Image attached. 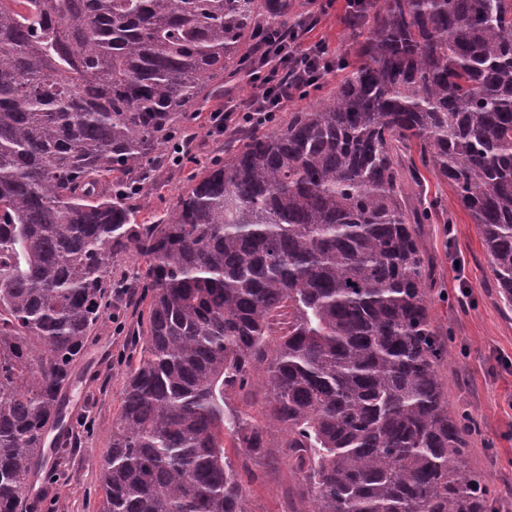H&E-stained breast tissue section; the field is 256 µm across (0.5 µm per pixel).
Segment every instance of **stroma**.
Wrapping results in <instances>:
<instances>
[{"label":"stroma","instance_id":"1","mask_svg":"<svg viewBox=\"0 0 512 512\" xmlns=\"http://www.w3.org/2000/svg\"><path fill=\"white\" fill-rule=\"evenodd\" d=\"M294 4L297 15H319L310 41L324 40L333 56L357 61L366 30L350 22L346 0H332L323 9L314 0ZM190 129V158L179 167L160 165L156 187L132 199L138 221L163 216L183 190L188 172L223 158L227 151L231 132L216 126L209 113H202ZM428 190L441 208L436 222L424 225L423 237L436 264L430 315L448 345V358L440 367L448 409L473 416L470 463L490 475L501 502L499 512H512V305L504 304L477 228L448 182L429 177ZM464 288L469 291L465 298L460 295ZM141 298V289H124L92 332L65 398L72 423L50 433L52 439L70 442L71 448L53 473L36 474L28 512H101L99 463L120 410L128 363L136 354L145 308ZM256 470L259 479L244 484L251 512H306L307 503L287 499L297 482L287 459L257 465Z\"/></svg>","mask_w":512,"mask_h":512}]
</instances>
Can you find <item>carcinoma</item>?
<instances>
[{"label": "carcinoma", "instance_id": "cac0c4a2", "mask_svg": "<svg viewBox=\"0 0 512 512\" xmlns=\"http://www.w3.org/2000/svg\"><path fill=\"white\" fill-rule=\"evenodd\" d=\"M359 61L234 138L165 217L133 195L288 0H0V512H26L112 259L146 328L101 512H250L224 437L288 458L307 512H495L448 413L415 159L476 224L512 303V0H368ZM236 398L241 407L228 403ZM283 433L267 440L268 426Z\"/></svg>", "mask_w": 512, "mask_h": 512}]
</instances>
